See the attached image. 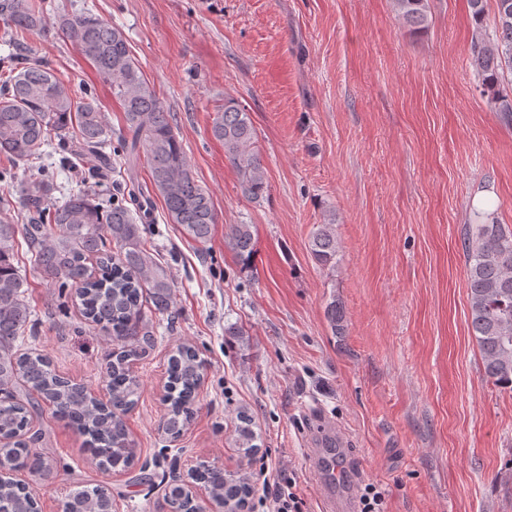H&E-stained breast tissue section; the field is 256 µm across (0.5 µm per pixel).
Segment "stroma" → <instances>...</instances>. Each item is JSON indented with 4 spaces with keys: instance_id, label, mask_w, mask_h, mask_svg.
Here are the masks:
<instances>
[{
    "instance_id": "obj_1",
    "label": "stroma",
    "mask_w": 512,
    "mask_h": 512,
    "mask_svg": "<svg viewBox=\"0 0 512 512\" xmlns=\"http://www.w3.org/2000/svg\"><path fill=\"white\" fill-rule=\"evenodd\" d=\"M120 27L171 112L198 184L217 215L198 244L157 213L143 236L167 271L174 315L144 304L154 340L135 362L142 386L127 415L134 467L99 466L85 438L41 408L33 430L51 471L40 512L103 485L118 512H160L167 486L204 461L292 481L305 512L326 488L307 454L324 424L346 451L342 486L386 490V512H512V392L484 372L470 330L463 238L477 203L512 227V124L481 97L470 62L468 0H428L411 34L394 0H73ZM25 54L47 62L77 97L93 96L112 129L123 112L110 86L54 29L0 42V73ZM248 111L268 189L242 195L211 135L218 105ZM250 225L254 268L243 276L231 228ZM335 227V268L311 259L317 225ZM37 334L58 374L103 391L114 343L33 269ZM347 327L333 336L326 306ZM181 342L204 363L195 415L175 440L161 428L167 360ZM247 412L259 451H238Z\"/></svg>"
}]
</instances>
